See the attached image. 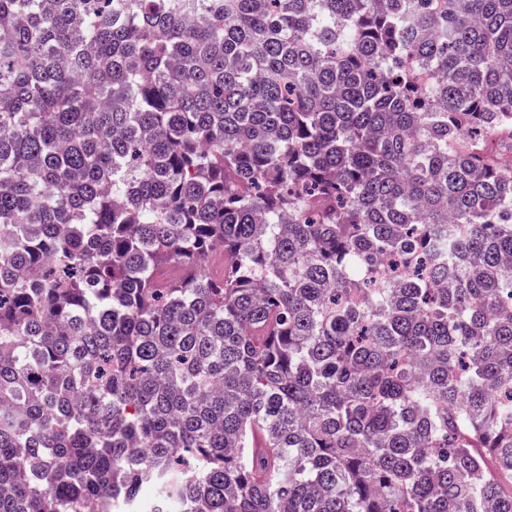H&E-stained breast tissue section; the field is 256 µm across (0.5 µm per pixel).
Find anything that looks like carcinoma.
Wrapping results in <instances>:
<instances>
[{"label": "carcinoma", "mask_w": 512, "mask_h": 512, "mask_svg": "<svg viewBox=\"0 0 512 512\" xmlns=\"http://www.w3.org/2000/svg\"><path fill=\"white\" fill-rule=\"evenodd\" d=\"M196 6L0 0V512H512V0Z\"/></svg>", "instance_id": "1"}]
</instances>
